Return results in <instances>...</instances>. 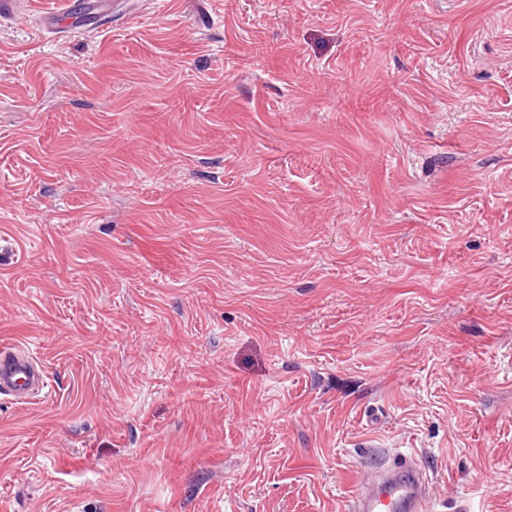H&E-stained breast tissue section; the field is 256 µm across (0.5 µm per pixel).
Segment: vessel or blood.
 <instances>
[{"mask_svg":"<svg viewBox=\"0 0 512 512\" xmlns=\"http://www.w3.org/2000/svg\"><path fill=\"white\" fill-rule=\"evenodd\" d=\"M81 0H57L43 23L64 33L77 26ZM48 378L35 357L19 347L0 348V395L28 403L45 394ZM438 489L411 456H395L359 466L348 512H427Z\"/></svg>","mask_w":512,"mask_h":512,"instance_id":"1","label":"vessel or blood"}]
</instances>
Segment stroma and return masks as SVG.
<instances>
[{"label":"stroma","instance_id":"obj_1","mask_svg":"<svg viewBox=\"0 0 512 512\" xmlns=\"http://www.w3.org/2000/svg\"><path fill=\"white\" fill-rule=\"evenodd\" d=\"M0 20V512H512V0ZM45 372L35 357L21 347L0 348V395L28 403L46 393ZM438 489L412 456L361 465L354 476L349 512H425Z\"/></svg>","mask_w":512,"mask_h":512}]
</instances>
